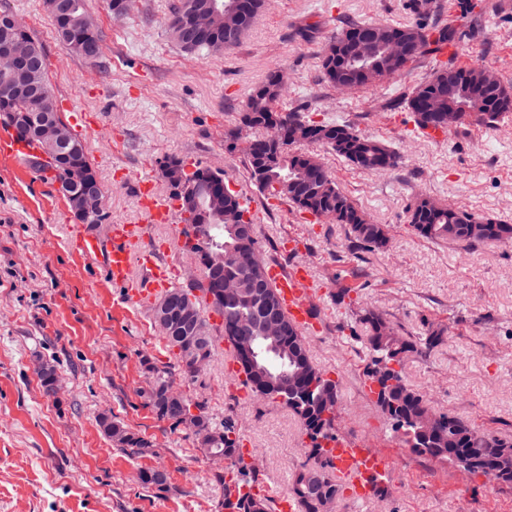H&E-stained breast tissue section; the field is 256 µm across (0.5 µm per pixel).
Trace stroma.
Listing matches in <instances>:
<instances>
[{
    "mask_svg": "<svg viewBox=\"0 0 512 512\" xmlns=\"http://www.w3.org/2000/svg\"><path fill=\"white\" fill-rule=\"evenodd\" d=\"M172 2L136 0L117 18L109 0H87L102 39L100 68L59 43L44 0H12L44 48L55 96L96 117L80 136L108 191L110 223L138 219L140 179L166 192V158L222 168L230 188L249 200L264 259L311 270L324 327L307 342L318 368L339 384L337 435L389 456V491L367 503L340 497L335 512H512V484L419 457L391 433L364 375L359 307L335 300L338 289H354L408 336L444 328V343L405 361L409 385L477 430L512 436V245L468 249L408 229V207L422 194L512 224V116L491 128H453L442 141L409 135L403 97L438 65L434 55L348 93L323 81L327 41L357 21L422 22L412 0H272L239 46L203 59L169 39ZM476 3L464 18L457 0H434L430 19L460 29L457 64L492 69L512 85V0ZM274 70L288 77L287 108L346 122L399 149L398 165L375 173L325 156L340 188L388 226L387 249H352L346 225L265 199L239 155L227 150L228 129ZM73 223L52 185L30 166L0 158V512H216L222 489L209 460L140 396L147 385L142 357L160 366L175 361L155 328L153 304L125 299L96 263L66 248ZM291 237L301 249L288 255L281 245ZM41 359L64 379L60 399L42 391ZM243 379L227 368L219 344L209 365L178 385L207 400L214 417L236 424L265 482L289 495L294 474L310 463L300 425L283 406L244 389ZM104 412L151 441V454L113 445L98 425ZM156 467L169 476L168 492L138 478Z\"/></svg>",
    "mask_w": 512,
    "mask_h": 512,
    "instance_id": "35a3bbf8",
    "label": "stroma"
}]
</instances>
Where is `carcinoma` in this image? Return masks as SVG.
<instances>
[{
    "instance_id": "carcinoma-1",
    "label": "carcinoma",
    "mask_w": 512,
    "mask_h": 512,
    "mask_svg": "<svg viewBox=\"0 0 512 512\" xmlns=\"http://www.w3.org/2000/svg\"><path fill=\"white\" fill-rule=\"evenodd\" d=\"M71 11L62 21H52L57 38L72 52L83 55L79 44L87 40L86 0H70ZM207 0H173L167 29L170 37L188 54L214 56L239 44L257 16L268 6V0H242L236 18L222 15L211 19L210 30L200 33L196 29L195 14ZM403 35L410 51L404 63L398 65L388 54L390 36ZM458 30L448 25H394L357 22L336 34L324 46L321 54L323 80L337 89L336 70L329 69V53L336 44L354 39L365 45L366 55L353 52L344 54L340 69L349 75H358L368 67L375 81L389 79L408 64L431 51L434 43L443 44L456 39ZM15 41V49L26 60L34 76L30 93L24 97L0 96V117L13 115L19 119L40 107L43 112L60 114L55 96L35 104L39 84L48 82L47 60L43 47L27 31L14 33L0 24V42L6 37ZM286 88L277 72L268 74L257 85L242 112L236 118L237 133L229 150L244 160L250 181L267 198L290 203L300 212L316 218H327L348 226L351 242L367 252L383 249L389 244L388 230L374 223L368 214L344 194L337 186L320 153L312 149L319 146L349 164L367 171H382L399 163L398 151L379 139L362 134L347 124L317 121L298 109L284 107ZM414 122V132L423 136L425 131L448 132V109L458 111L454 126L475 124L484 127L496 125L504 115L512 112V89L502 82L489 83L483 67H459L439 64L428 79L418 84L404 98ZM277 118L285 129L289 146L269 143L262 137L242 136V127L262 129L272 118ZM32 169L42 180L52 182L63 179L77 185L83 175L96 173L85 146L69 154L63 164L53 169L38 162ZM197 172L188 179L192 192L206 198L209 168L195 166ZM202 231L215 245H232L235 255L224 261L218 274L200 267L197 288L203 292L221 288L224 281L238 284L240 297L224 303L217 310L222 316L221 336L233 348L247 345L254 353V362L242 363L246 384L260 398L280 402L300 421L303 434L309 440V456L320 459L323 444L318 442L336 438L335 424L326 422L325 413L338 406L337 382L319 370L313 363L305 336L279 309L286 327L276 339L263 335L266 310L269 303L280 304L267 277V262L261 256L255 235H234L239 224L254 229V218L243 202V196L232 189L224 194V210L218 215L194 213ZM409 223L413 233L434 242L476 247L487 242H512V224H504L488 217L475 215L453 205L421 196L409 207ZM360 322L366 330V349L369 361L366 376L376 403L390 421L391 429L416 455L448 462L473 476H483L500 483L512 484V439L493 434H481L466 424L457 414L442 413V420L432 424L425 417L428 400L406 382L404 360L414 354H423L444 341V329L430 331L418 338L404 336L382 313L365 307ZM167 346L175 351L176 362L158 366L144 359L149 373L147 388L140 391L145 405L160 420L171 422L173 428H183L202 451L220 452L228 460L213 478L224 489L218 503V512H274L271 501L253 487L259 484L260 470L252 469L240 453L241 434L229 420L216 421L207 401L184 396L177 400L165 398L166 386L174 381V371L191 380L190 372L196 359H209L214 353V335L206 316L190 326L176 318L171 333L165 337ZM43 392L54 393L55 371L45 366L36 368ZM197 407L199 413L190 412ZM106 435L120 448L146 455L153 444L131 431L124 423L113 418L105 429ZM141 482L147 488L168 491L167 474L157 468L144 469ZM293 493L302 512H322V500L343 494L331 466L316 476L303 470L294 475Z\"/></svg>"
}]
</instances>
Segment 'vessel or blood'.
Instances as JSON below:
<instances>
[{
	"label": "vessel or blood",
	"mask_w": 512,
	"mask_h": 512,
	"mask_svg": "<svg viewBox=\"0 0 512 512\" xmlns=\"http://www.w3.org/2000/svg\"><path fill=\"white\" fill-rule=\"evenodd\" d=\"M35 153V146L18 139L14 133L0 132L1 158L24 160ZM137 206L141 223L111 225L102 239L77 232L71 236L69 246L75 254L101 262L109 282L123 288L129 300L144 301L172 288L181 275L180 269L165 259L168 252L165 240L151 234L152 226L176 223L181 216L175 200L157 194L152 180L147 178L139 183ZM134 264L140 269L136 277L130 272ZM268 277L296 327L307 334L318 333L321 324L306 287L307 267L297 264L286 270L272 264L268 267ZM325 450L350 499L366 502L387 490L391 471L386 458L377 451L350 438L328 441Z\"/></svg>",
	"instance_id": "1"
}]
</instances>
